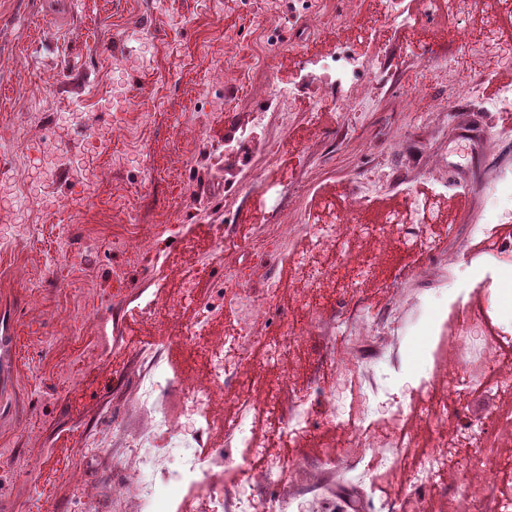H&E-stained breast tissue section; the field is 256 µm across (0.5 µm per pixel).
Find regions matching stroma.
<instances>
[{"label": "stroma", "mask_w": 512, "mask_h": 512, "mask_svg": "<svg viewBox=\"0 0 512 512\" xmlns=\"http://www.w3.org/2000/svg\"><path fill=\"white\" fill-rule=\"evenodd\" d=\"M0 0V186L22 180L34 198L25 211L29 236L0 228V319L9 320V375L0 378V448L18 466L0 468V494L14 512H81L67 478L79 465L80 437L97 430L104 477L122 441L104 417L118 411L127 432L149 419L132 403L147 369L145 348L160 345L167 366L205 371L199 348L179 343L195 307L185 292L213 302L207 335L219 337L238 309L218 304L226 270L247 261L259 272L247 286L273 284L262 328L272 340L225 376L227 400L216 421L233 416L239 396L261 399L289 380L340 394L351 423L380 432L414 431L416 449L433 451L438 431L420 408L414 383L431 373L437 341L431 319L452 327L449 308L422 304L423 291L448 282L471 292L485 339L512 325V302L477 291L469 263L494 258L512 268V215L490 217L498 180L512 176V58L488 66L473 51L485 33L512 38V11L501 0H475L464 17L446 0H405L404 21L388 0H333V20L314 21L313 0ZM309 28L293 47L294 29ZM134 46L139 67L119 71L101 46ZM347 53L362 67L351 85L320 96L306 75L310 59ZM263 67L260 84L225 83L217 65ZM469 86L453 94L456 85ZM123 107L101 103L112 94ZM408 111H401L402 102ZM289 113L287 126L277 114ZM30 116L25 143L15 124ZM252 123L263 150H239L238 130ZM112 131L107 152L87 155L90 127ZM66 144L93 174L91 183L42 181L45 142ZM253 168L264 186L242 191ZM287 190V225L270 224ZM350 221L336 245L316 244L318 224ZM168 233H159L160 225ZM270 228L279 252L258 260V233ZM437 250L420 251L421 238ZM222 255H215L216 239ZM156 302L142 313L144 300ZM107 319L110 352L82 325L85 313ZM315 314L318 330L289 342L291 327ZM384 328L360 334L365 320ZM346 360L338 383L334 357ZM386 389L404 404L363 418L361 405ZM448 426L492 424L512 413V394L491 388L447 398ZM305 469L291 485L254 476L258 495L280 494L285 512H386L408 494L416 472L370 461L346 429L319 426L312 441L289 447ZM60 458L51 467L50 458Z\"/></svg>", "instance_id": "obj_1"}]
</instances>
